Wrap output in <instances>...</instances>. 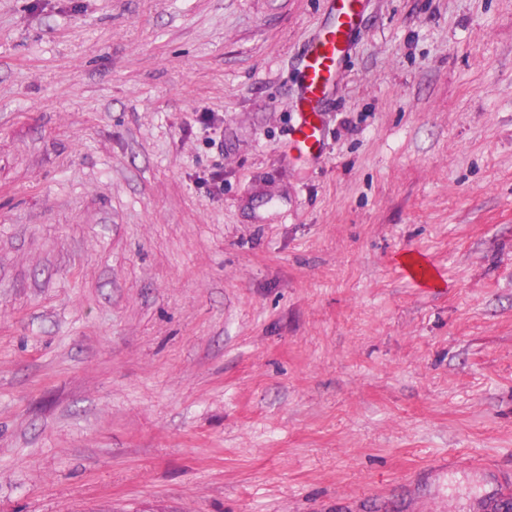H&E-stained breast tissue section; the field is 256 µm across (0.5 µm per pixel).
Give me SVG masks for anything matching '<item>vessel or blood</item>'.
<instances>
[{"mask_svg": "<svg viewBox=\"0 0 512 512\" xmlns=\"http://www.w3.org/2000/svg\"><path fill=\"white\" fill-rule=\"evenodd\" d=\"M329 18L305 42L301 51V85L296 99L297 124L293 130L300 152L323 150L325 126L322 107L336 81L362 20V0H328Z\"/></svg>", "mask_w": 512, "mask_h": 512, "instance_id": "vessel-or-blood-1", "label": "vessel or blood"}]
</instances>
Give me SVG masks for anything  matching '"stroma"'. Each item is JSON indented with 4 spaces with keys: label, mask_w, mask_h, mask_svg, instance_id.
I'll use <instances>...</instances> for the list:
<instances>
[{
    "label": "stroma",
    "mask_w": 512,
    "mask_h": 512,
    "mask_svg": "<svg viewBox=\"0 0 512 512\" xmlns=\"http://www.w3.org/2000/svg\"><path fill=\"white\" fill-rule=\"evenodd\" d=\"M326 14L0 0V512H483L512 483V0H364L313 158ZM328 21L305 42L301 51V85L296 98L297 124L293 130L300 152L323 150L325 126L322 106L327 101L339 65L346 57L362 20L363 0H327Z\"/></svg>",
    "instance_id": "1"
}]
</instances>
